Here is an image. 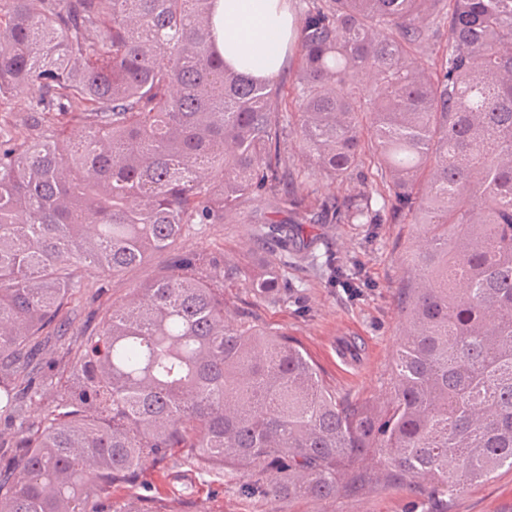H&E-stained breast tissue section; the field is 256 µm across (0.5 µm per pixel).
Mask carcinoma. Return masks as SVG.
Listing matches in <instances>:
<instances>
[{"label":"carcinoma","instance_id":"carcinoma-1","mask_svg":"<svg viewBox=\"0 0 512 512\" xmlns=\"http://www.w3.org/2000/svg\"><path fill=\"white\" fill-rule=\"evenodd\" d=\"M212 0H0V512H142L112 500L177 450L279 505L366 482L431 512L512 471V0H302L296 70L224 65ZM434 52L420 68L410 50ZM80 134L44 137L53 116ZM345 190L312 198L283 159ZM256 224H413L384 404L336 398L298 341L224 300L255 271L176 246L254 194ZM169 263L63 343L78 270ZM33 91L24 90L18 92L14 97L0 103V121L3 124L15 122L19 116V109L23 107Z\"/></svg>","mask_w":512,"mask_h":512}]
</instances>
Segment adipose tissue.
<instances>
[{
	"mask_svg": "<svg viewBox=\"0 0 512 512\" xmlns=\"http://www.w3.org/2000/svg\"><path fill=\"white\" fill-rule=\"evenodd\" d=\"M213 25L225 65L256 79L277 75L293 27L285 0H213Z\"/></svg>",
	"mask_w": 512,
	"mask_h": 512,
	"instance_id": "adipose-tissue-1",
	"label": "adipose tissue"
}]
</instances>
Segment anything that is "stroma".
<instances>
[{
	"label": "stroma",
	"mask_w": 512,
	"mask_h": 512,
	"mask_svg": "<svg viewBox=\"0 0 512 512\" xmlns=\"http://www.w3.org/2000/svg\"><path fill=\"white\" fill-rule=\"evenodd\" d=\"M267 205V197L255 196L229 223L190 228L181 240L183 251L207 252L230 264L262 268L275 255L255 247L252 216ZM310 232L317 255L358 261L362 288L349 293L299 259L288 267L287 303L253 297L233 283L226 284L224 295L253 311L263 324L295 338L312 358L323 384L337 396L385 397L401 328L397 307L405 272L401 256L416 230L410 224H314ZM164 264V258L156 257L109 280L95 269H84L73 330L92 328L93 313L123 297L128 288L153 279ZM143 481L141 495L149 512L274 510L269 500L247 496L239 475L221 477L177 455L151 468ZM414 506L429 512L433 503L421 494L385 492L369 485L324 502L299 499L289 504L288 512H410ZM448 512H512V471L466 489L449 503Z\"/></svg>",
	"instance_id": "stroma-1"
}]
</instances>
